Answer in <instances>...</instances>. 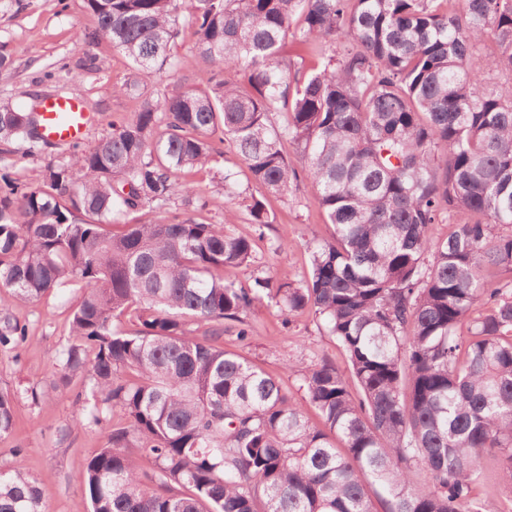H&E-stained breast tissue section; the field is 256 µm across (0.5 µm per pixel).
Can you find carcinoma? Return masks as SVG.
<instances>
[{
  "label": "carcinoma",
  "mask_w": 512,
  "mask_h": 512,
  "mask_svg": "<svg viewBox=\"0 0 512 512\" xmlns=\"http://www.w3.org/2000/svg\"><path fill=\"white\" fill-rule=\"evenodd\" d=\"M86 2L97 26L77 41L129 59L139 109L42 186L0 189V286L83 288L60 379L92 382L83 419L121 414L78 476L90 512H484V456L512 487V0ZM291 38L346 49L308 69ZM199 64L207 89L140 91L145 72ZM0 142L6 167L47 145L2 101ZM227 151L271 195L314 190L333 232L306 243L303 282L226 278L254 261L233 206L222 224L168 216L195 193L178 174ZM246 211L271 223L261 199ZM264 301L286 323L312 312L349 374L322 359L297 399L224 350ZM24 335L0 315V344ZM14 418L0 388V434ZM0 512H46L21 464L0 471Z\"/></svg>",
  "instance_id": "carcinoma-1"
}]
</instances>
